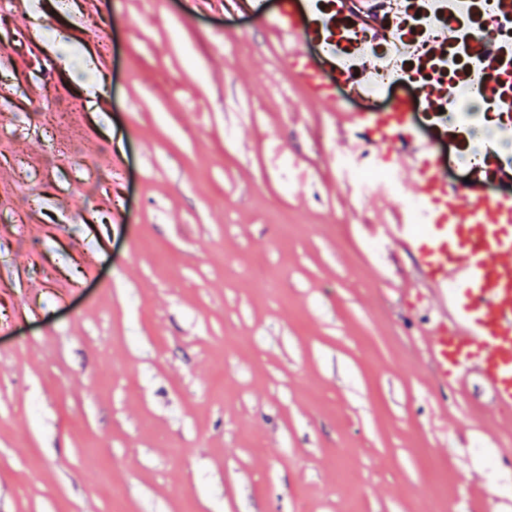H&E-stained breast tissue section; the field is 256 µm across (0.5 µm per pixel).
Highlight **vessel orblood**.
<instances>
[{
	"instance_id": "1",
	"label": "vessel or blood",
	"mask_w": 512,
	"mask_h": 512,
	"mask_svg": "<svg viewBox=\"0 0 512 512\" xmlns=\"http://www.w3.org/2000/svg\"><path fill=\"white\" fill-rule=\"evenodd\" d=\"M383 7L384 0H336L333 15L375 28ZM271 25L288 47L292 79L339 114V136L359 134L394 147L395 172H418L424 223L405 211L381 232L412 260L414 300L432 306L426 353L441 381L477 382L492 405L512 410V196L489 200L449 183L440 159L411 131L409 99L395 98L385 110L345 111L336 86L355 82L356 72L332 56L313 62L305 52V45L336 32L315 27L304 0H277ZM509 177L491 156L475 171L479 184Z\"/></svg>"
}]
</instances>
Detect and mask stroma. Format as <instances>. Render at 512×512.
Listing matches in <instances>:
<instances>
[{"instance_id":"1","label":"stroma","mask_w":512,"mask_h":512,"mask_svg":"<svg viewBox=\"0 0 512 512\" xmlns=\"http://www.w3.org/2000/svg\"><path fill=\"white\" fill-rule=\"evenodd\" d=\"M275 9L0 10V512H512V412L437 382L369 230L417 175L349 177ZM37 112L43 125H67L71 128V138L61 148L55 151L51 160L61 155H71L84 137L83 129L75 122V106L62 104L57 100H46L37 107Z\"/></svg>"}]
</instances>
